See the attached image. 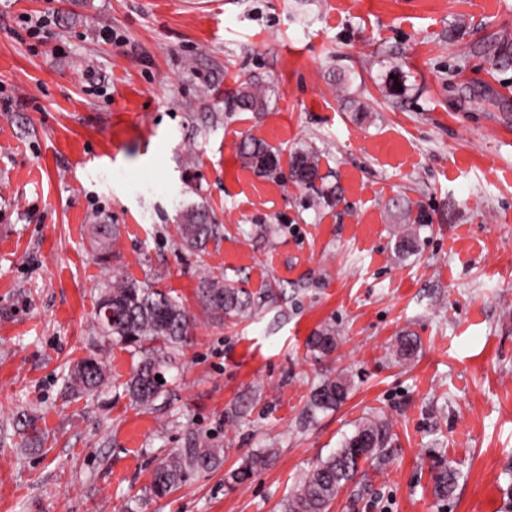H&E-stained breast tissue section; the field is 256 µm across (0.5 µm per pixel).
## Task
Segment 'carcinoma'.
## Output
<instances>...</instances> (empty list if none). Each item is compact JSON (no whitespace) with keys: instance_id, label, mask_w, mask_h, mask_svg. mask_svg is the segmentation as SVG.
Returning <instances> with one entry per match:
<instances>
[{"instance_id":"cac0c4a2","label":"carcinoma","mask_w":512,"mask_h":512,"mask_svg":"<svg viewBox=\"0 0 512 512\" xmlns=\"http://www.w3.org/2000/svg\"><path fill=\"white\" fill-rule=\"evenodd\" d=\"M240 112H262L266 102L251 82L242 84L234 102ZM242 163L254 172L270 178L280 175V154L263 139L253 135L242 138L238 145ZM291 177L297 183L312 186L321 179L319 159L313 151L301 148L290 163ZM180 238L182 246L202 251L217 233V225L203 208H191L181 216ZM421 224H409L399 240V250L412 251L419 239ZM100 254L112 250L116 229L102 224L97 229ZM199 296L202 303L217 320H237L249 317L256 309L255 296L230 281L207 275L200 281ZM97 328L110 344L131 348L143 353L131 377L125 383L129 398L140 406L153 402L162 392L165 373L174 367L173 350L182 346L189 337L192 319L189 312L168 293L141 281L115 273L103 283L95 312ZM340 336L336 327L328 325L307 340V348L316 358L336 351ZM396 352L407 358L417 348V339L403 334L396 339ZM161 380H156V376ZM107 380V366L96 356H88L76 363L64 377L65 387L73 394L103 391ZM351 381L339 374L325 378L310 397L309 412L333 409L348 397ZM25 444L33 450L44 444V436L27 414L18 417ZM388 423L370 417L355 426L352 435L341 442L340 448L305 473L293 492L282 505V512H327L339 488L354 479L360 464L374 457L386 446ZM220 448H199L187 454L172 453L160 461L152 475L150 491L162 498L178 485L189 471L207 472L222 457ZM274 451L268 450L248 457L228 479L237 484L248 481L257 471L266 467ZM457 472L448 467L438 473L434 491L440 498L453 493Z\"/></svg>"}]
</instances>
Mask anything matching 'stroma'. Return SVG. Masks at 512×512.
Instances as JSON below:
<instances>
[{
    "label": "stroma",
    "instance_id": "obj_1",
    "mask_svg": "<svg viewBox=\"0 0 512 512\" xmlns=\"http://www.w3.org/2000/svg\"><path fill=\"white\" fill-rule=\"evenodd\" d=\"M510 51L512 0H0V512H281L372 416L389 442L329 512H511ZM248 80L265 111H232ZM248 134L279 150V178L243 167ZM300 148L316 188L290 176ZM198 206L219 226L202 253L178 232ZM96 224L117 230L106 263ZM110 269L193 317L146 407L124 392L138 355L94 328ZM209 274L261 296L256 314L215 322ZM327 325L339 345L317 361L306 342ZM406 331L420 344L403 359ZM90 355L110 384L72 397L63 378ZM331 372L348 398L308 416ZM21 413L41 450L22 447ZM194 448L222 464L152 496L157 463ZM272 449L260 454H253L248 457L237 469L228 474V480L237 484H243L248 481L257 471L266 467L273 457Z\"/></svg>",
    "mask_w": 512,
    "mask_h": 512
}]
</instances>
